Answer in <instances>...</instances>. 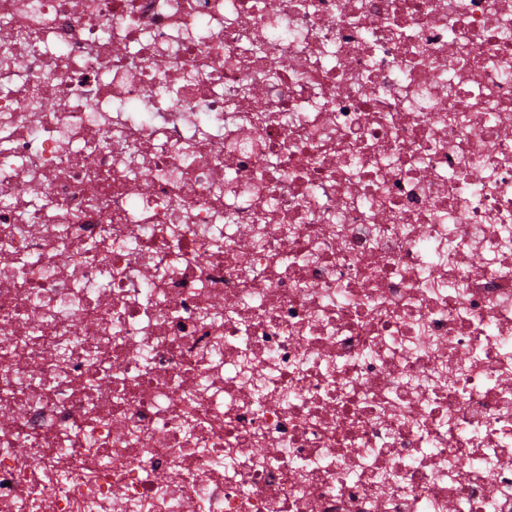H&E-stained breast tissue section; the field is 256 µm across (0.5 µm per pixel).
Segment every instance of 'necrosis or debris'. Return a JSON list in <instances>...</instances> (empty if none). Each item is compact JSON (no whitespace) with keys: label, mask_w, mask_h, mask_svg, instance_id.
Returning <instances> with one entry per match:
<instances>
[{"label":"necrosis or debris","mask_w":512,"mask_h":512,"mask_svg":"<svg viewBox=\"0 0 512 512\" xmlns=\"http://www.w3.org/2000/svg\"><path fill=\"white\" fill-rule=\"evenodd\" d=\"M0 512H512V0H0Z\"/></svg>","instance_id":"necrosis-or-debris-1"}]
</instances>
